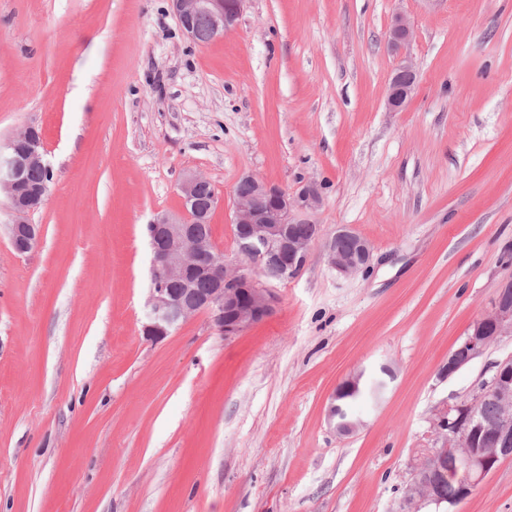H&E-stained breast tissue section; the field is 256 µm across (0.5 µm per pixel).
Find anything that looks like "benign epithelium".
<instances>
[{
    "label": "benign epithelium",
    "instance_id": "benign-epithelium-1",
    "mask_svg": "<svg viewBox=\"0 0 512 512\" xmlns=\"http://www.w3.org/2000/svg\"><path fill=\"white\" fill-rule=\"evenodd\" d=\"M181 30L199 44H206L233 30L246 0H170ZM413 30L405 14L393 16L387 40L398 57L396 73L386 93L390 112L404 108L416 84V68L408 46ZM33 169L51 171L46 161L42 135L30 125L15 136L0 141V196L7 199L12 220L8 237L14 252L24 255L40 242L42 225L29 215L43 206L49 183H34L27 175ZM207 179L188 174L182 181L183 209L176 216L158 215L147 225L152 252L151 288L146 300L144 336L159 342L177 326L199 314L209 315L216 330L236 336L275 312L278 297L273 282L297 274L305 265L310 240L290 231L292 224H308L309 216L323 202L322 186L309 180L288 192L256 176L246 175L241 183L249 192L235 196L233 224L238 238L237 260L230 263L212 239L196 233L195 225L206 224L217 196L203 202L199 187ZM349 241L344 249L340 241ZM329 266L341 276L366 272L373 255L372 244L344 226L325 242ZM209 282L201 292L199 279ZM505 336L512 337V282L499 286L491 306L476 318L461 341L465 356L448 353L442 372L451 376L482 355ZM486 395L500 405L496 422L486 424L478 407ZM336 432L347 435L357 430L358 421L343 416L339 405L330 407ZM433 429L442 439L417 467L405 503L406 512H420L423 504L440 508L455 506L473 495L499 463L512 457V357L495 364L489 380L467 400L445 405L435 414ZM448 478L456 484L454 497L443 500L433 493L436 480Z\"/></svg>",
    "mask_w": 512,
    "mask_h": 512
}]
</instances>
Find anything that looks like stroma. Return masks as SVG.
<instances>
[{"label":"stroma","instance_id":"stroma-1","mask_svg":"<svg viewBox=\"0 0 512 512\" xmlns=\"http://www.w3.org/2000/svg\"><path fill=\"white\" fill-rule=\"evenodd\" d=\"M399 11L417 79L390 112ZM31 124L52 180L27 255L0 198V512H404L437 409L512 356L441 373L512 279V0H248L204 45L168 0H0V139ZM189 173L226 257L247 175L321 182L319 233L266 321L152 343L146 226ZM343 225L369 272L329 267ZM385 366L337 435V387ZM452 512H512V459Z\"/></svg>","mask_w":512,"mask_h":512}]
</instances>
